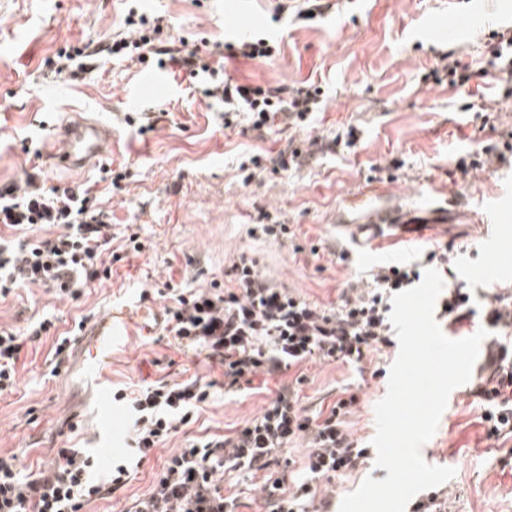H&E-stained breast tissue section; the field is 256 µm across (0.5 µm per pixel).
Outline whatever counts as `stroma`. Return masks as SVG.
<instances>
[{
	"mask_svg": "<svg viewBox=\"0 0 512 512\" xmlns=\"http://www.w3.org/2000/svg\"><path fill=\"white\" fill-rule=\"evenodd\" d=\"M448 2L461 11H488L498 24L512 21V0H0V187L23 182L35 170L48 187L93 186L112 213V248L122 255L111 279L78 299L63 300L33 285L0 300L2 326L21 329L37 317L55 324L53 335L22 350L17 388L0 397V453L34 468L47 464L54 449L75 443L110 461L125 452L127 410L113 404L118 423L106 422L98 377H105L109 392L129 395L162 378L195 375L211 382L198 419L155 449L125 487L85 508L124 512L149 492L173 449L257 416L288 382L284 373L269 377L263 389L226 394L217 362L160 337L151 320L139 316L141 291L159 277L206 287L223 281L237 253L250 250L278 283L331 304L351 278L440 241L452 245L457 272L473 287H484L489 276L512 282V220L496 208L497 197L512 198V168L494 164L464 174L454 165L484 144L512 141V102H498L495 82L487 81L483 99L498 106L482 121L463 108L469 88L435 83L431 72L439 53L471 52L481 39L477 33L448 41L432 37ZM130 11L163 17L165 39L206 37L204 57L217 44L267 39L273 57L226 58L227 77L270 88L315 80L325 97L312 128L225 127L222 105L189 91L186 76L169 72L150 98L135 96L150 69L106 52L124 36ZM87 41L100 45V54L77 77L57 81L52 65L58 50ZM142 111L155 124L145 135L125 122ZM69 112L111 128V156L79 171L48 165L53 129ZM352 127L358 139L351 145L346 136ZM313 137L322 140L313 157L271 173L274 157ZM257 153L265 156V170L247 176L244 167ZM106 165L127 168V179L116 186L101 180L99 169ZM381 207L399 210L401 239L382 253L340 261L339 253L352 245L350 225ZM265 220L288 225L292 245L250 235ZM134 233L143 252L128 246ZM122 306L133 314L131 334L96 375L85 360L94 343L90 329ZM82 316L88 327L77 338L69 370L52 375L56 335L72 330ZM304 371L299 397L312 412L344 388L361 387L351 430L372 440L374 407L387 392V379L337 364L312 363ZM480 414L472 397L459 394L422 448L428 464L456 470L447 482L448 512H512V440H486ZM70 419L79 433L70 434Z\"/></svg>",
	"mask_w": 512,
	"mask_h": 512,
	"instance_id": "stroma-1",
	"label": "stroma"
}]
</instances>
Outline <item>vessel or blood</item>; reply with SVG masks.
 Returning <instances> with one entry per match:
<instances>
[{"instance_id":"obj_1","label":"vessel or blood","mask_w":512,"mask_h":512,"mask_svg":"<svg viewBox=\"0 0 512 512\" xmlns=\"http://www.w3.org/2000/svg\"><path fill=\"white\" fill-rule=\"evenodd\" d=\"M484 24L482 15L475 12H450L448 23L441 28V39L448 40L468 29H478ZM53 140L54 148L50 153L57 164L73 170L84 168L88 163L112 153V130L99 122L73 115L56 127ZM374 235L366 249L374 251L380 245L378 237L382 229L393 227L398 222L394 210L381 209L372 213L368 219ZM129 316L127 309H113L99 323L97 341L89 349V365L91 369L104 367L112 356V346L129 333Z\"/></svg>"}]
</instances>
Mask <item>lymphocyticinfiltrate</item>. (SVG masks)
<instances>
[{
  "label": "lymphocytic infiltrate",
  "instance_id": "obj_1",
  "mask_svg": "<svg viewBox=\"0 0 512 512\" xmlns=\"http://www.w3.org/2000/svg\"><path fill=\"white\" fill-rule=\"evenodd\" d=\"M129 36L113 41L108 52L130 55L146 66L173 65L189 78L211 76L207 97L224 105L225 117L247 114L253 128L308 126L323 95L310 83L280 92L261 86L216 80L214 67L202 62L197 50L163 49L157 42L159 21L128 15ZM484 67L475 69L454 54H441L449 86L494 78L504 98L512 97V29L490 31L484 41ZM0 226L26 231L19 241L0 237V295L32 285L51 288L60 298H79L85 288L112 276L120 254H108L112 216L100 209L91 188H46L34 179L24 187L0 189ZM53 237H42L44 229ZM425 260L450 281L436 307L437 319L449 332L464 330L474 311L470 286L454 277L453 259L444 251H429ZM225 286L184 288L172 280L145 290V297L164 304L165 331L185 349L205 352L224 367V387L252 383L261 373L295 370L293 385L283 386L255 417L219 438L193 439L176 449L155 475L150 491L133 500L126 512H239V491L225 487L230 472H264L261 501L266 512H329L330 501L319 494L328 483L356 469L370 450L349 430L348 416L360 401L345 389L333 403L308 416L294 385L303 384L305 365L312 362L362 368L370 356L394 347L389 314L392 296L421 279L417 264L379 267L368 279L347 283L336 306L325 307L278 285L247 251L225 270ZM482 320L490 336L486 354L476 368L470 390L478 399L487 439L512 436V289L489 294ZM54 324L43 318L25 329L0 326V395L17 383V363L23 347L49 335ZM209 385L192 377L164 379L142 388L138 395L114 399L126 402L128 456L107 476L96 477L86 449H56L44 467L24 470L14 455H0V512H82L96 499L122 489L131 473L181 426L191 422L206 403ZM306 442L309 451L294 467L291 449Z\"/></svg>",
  "mask_w": 512,
  "mask_h": 512
}]
</instances>
